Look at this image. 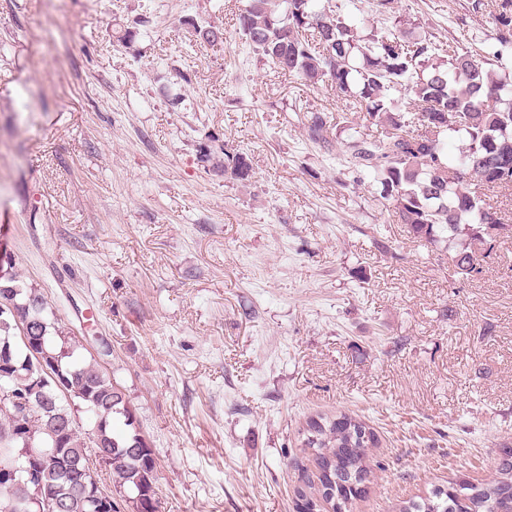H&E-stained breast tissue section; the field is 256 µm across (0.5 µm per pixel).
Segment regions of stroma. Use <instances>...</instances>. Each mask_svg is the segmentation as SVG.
I'll list each match as a JSON object with an SVG mask.
<instances>
[{"mask_svg": "<svg viewBox=\"0 0 512 512\" xmlns=\"http://www.w3.org/2000/svg\"><path fill=\"white\" fill-rule=\"evenodd\" d=\"M245 2L0 0V255L122 389L160 512H293L301 431L339 411L380 439L356 512L487 479L512 447V237L467 280L410 238L345 161L379 126L274 77L233 20ZM343 2L364 37L495 44L470 0ZM140 18L130 53L112 34ZM193 24L223 43L189 45ZM205 151L208 159L215 157L217 158L216 165L217 168L224 169V174L229 173L234 179L240 181H248L252 178L253 168L250 160L247 155L243 152H230L228 150L222 151L221 147H219V151L223 156H216L218 154L217 149H211Z\"/></svg>", "mask_w": 512, "mask_h": 512, "instance_id": "1", "label": "stroma"}]
</instances>
